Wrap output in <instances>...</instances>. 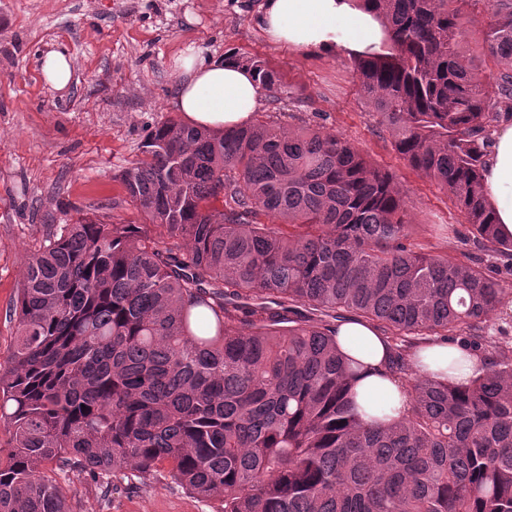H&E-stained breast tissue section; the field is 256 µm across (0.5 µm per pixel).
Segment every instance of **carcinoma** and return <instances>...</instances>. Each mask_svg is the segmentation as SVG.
<instances>
[{"label": "carcinoma", "mask_w": 512, "mask_h": 512, "mask_svg": "<svg viewBox=\"0 0 512 512\" xmlns=\"http://www.w3.org/2000/svg\"><path fill=\"white\" fill-rule=\"evenodd\" d=\"M384 50L351 59L372 111L445 190L482 256L417 242L409 189L341 134L274 120L214 132L167 119L119 180L144 224H54L31 254L0 363V512H69L45 474L168 478L219 512H512V238L481 178L512 116V0H367ZM279 100L269 63L225 55ZM265 216L270 223L260 221ZM377 326L411 410H355L336 347ZM461 336L481 367L417 369Z\"/></svg>", "instance_id": "carcinoma-1"}]
</instances>
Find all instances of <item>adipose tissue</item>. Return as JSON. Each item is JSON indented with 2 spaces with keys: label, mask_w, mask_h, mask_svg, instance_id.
I'll return each instance as SVG.
<instances>
[{
  "label": "adipose tissue",
  "mask_w": 512,
  "mask_h": 512,
  "mask_svg": "<svg viewBox=\"0 0 512 512\" xmlns=\"http://www.w3.org/2000/svg\"><path fill=\"white\" fill-rule=\"evenodd\" d=\"M258 26L266 39L294 52L326 57L364 55L380 50L387 38L381 17L365 0H264ZM174 76L171 106L188 124L213 130L248 124L259 112L264 91L248 68L204 54L188 45L171 64ZM483 187L503 234H512V122L495 129L484 157ZM344 353L358 361L361 374L354 386L359 410L386 423L400 421L411 398L385 365L389 346L380 330L365 320H351L336 331ZM475 357L434 342L421 353L422 372L447 377L471 375Z\"/></svg>",
  "instance_id": "ef3b65f1"
}]
</instances>
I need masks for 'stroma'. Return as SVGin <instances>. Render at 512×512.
<instances>
[{"label":"stroma","instance_id":"stroma-1","mask_svg":"<svg viewBox=\"0 0 512 512\" xmlns=\"http://www.w3.org/2000/svg\"><path fill=\"white\" fill-rule=\"evenodd\" d=\"M261 0H0V362L17 335L9 309L48 228L83 214L135 222L118 173L142 157L147 133L172 118L171 62L189 43L216 56L266 59L289 96L265 98L256 117L288 128L341 133L409 189L419 242L449 259L478 253L448 195L409 169L367 105L348 57L304 55L267 42L255 23ZM67 49L73 81L44 82L41 52ZM103 495L88 475L64 481L69 512H217L218 501L171 480L114 479Z\"/></svg>","mask_w":512,"mask_h":512}]
</instances>
